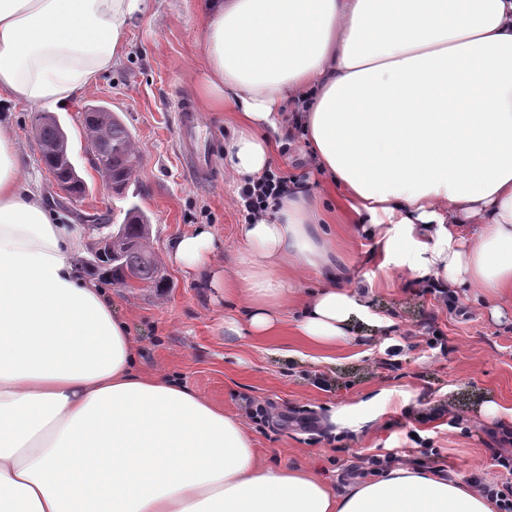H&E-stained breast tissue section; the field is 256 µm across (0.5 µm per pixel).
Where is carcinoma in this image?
I'll return each mask as SVG.
<instances>
[{
  "instance_id": "cac0c4a2",
  "label": "carcinoma",
  "mask_w": 512,
  "mask_h": 512,
  "mask_svg": "<svg viewBox=\"0 0 512 512\" xmlns=\"http://www.w3.org/2000/svg\"><path fill=\"white\" fill-rule=\"evenodd\" d=\"M90 120L85 122L87 140L93 143L97 163L112 174V192L118 196L125 193L132 180L138 157L134 150L133 136L126 126L112 117L100 132H95L93 118L105 113L99 107L87 109ZM38 139L41 143V160L48 166L54 178L70 186L72 193L83 196L86 184L73 177L70 156L47 155L44 148L59 134L57 120L53 117L38 118ZM150 221L139 205L133 203L126 210L118 232L112 236V250H103V261L112 266V281L123 285L126 279H134L154 288L161 287L164 278L158 262L147 250Z\"/></svg>"
}]
</instances>
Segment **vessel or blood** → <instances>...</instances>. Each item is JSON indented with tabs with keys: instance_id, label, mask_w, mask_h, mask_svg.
<instances>
[{
	"instance_id": "vessel-or-blood-1",
	"label": "vessel or blood",
	"mask_w": 512,
	"mask_h": 512,
	"mask_svg": "<svg viewBox=\"0 0 512 512\" xmlns=\"http://www.w3.org/2000/svg\"><path fill=\"white\" fill-rule=\"evenodd\" d=\"M177 126L179 152L192 181L198 185L208 184L216 177L211 141L207 136V126L189 97H181L178 101Z\"/></svg>"
}]
</instances>
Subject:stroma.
I'll use <instances>...</instances> for the list:
<instances>
[{
  "label": "stroma",
  "mask_w": 512,
  "mask_h": 512,
  "mask_svg": "<svg viewBox=\"0 0 512 512\" xmlns=\"http://www.w3.org/2000/svg\"><path fill=\"white\" fill-rule=\"evenodd\" d=\"M196 3L151 0L132 21L126 49L111 70L55 111L87 184L82 198L61 194L40 160L34 123L42 109L0 101L21 147L20 177L37 185L60 224L83 240L79 264L92 260L104 235L87 226L86 216L118 224L133 203L149 216L150 248L166 288L108 287L128 322L140 369L176 378L247 420L256 451L269 465L314 467L337 491L368 458L384 452L427 468L438 465L464 484L475 473L505 482L491 451L512 432L511 309L497 316L490 305L462 296L446 303L402 282L419 253L401 246L393 263L382 266L372 240L353 234L341 209L329 228L330 243L349 281L366 288L372 315L352 318L349 339L328 351L291 335L294 305L283 312L282 335L225 332L234 310L223 289L168 260L170 241L203 224L214 235L215 268L228 266L241 245L239 184L221 176L209 187H195L179 154L176 103L185 94L202 98L197 42L203 18ZM91 105L107 106L134 138L141 165L125 196L103 185L87 149L82 114ZM454 417L459 423L453 427ZM426 439L439 450L438 461L427 457Z\"/></svg>",
  "instance_id": "obj_1"
}]
</instances>
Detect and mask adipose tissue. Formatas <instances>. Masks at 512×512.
<instances>
[{
	"label": "adipose tissue",
	"instance_id": "obj_1",
	"mask_svg": "<svg viewBox=\"0 0 512 512\" xmlns=\"http://www.w3.org/2000/svg\"><path fill=\"white\" fill-rule=\"evenodd\" d=\"M148 0H0V100L49 109L94 86ZM210 109L236 116L224 170L259 180L289 138L356 232L407 281L512 304V0H201ZM0 114V512H493L478 489L409 462L336 493L315 470L272 467L246 423L179 381L136 368L98 278L79 265L36 189L22 183ZM322 195L290 183L226 270L208 227L169 261L207 275L273 336L344 341L368 314L338 285ZM401 226L402 237L389 225ZM314 272L315 289L290 276Z\"/></svg>",
	"mask_w": 512,
	"mask_h": 512
}]
</instances>
